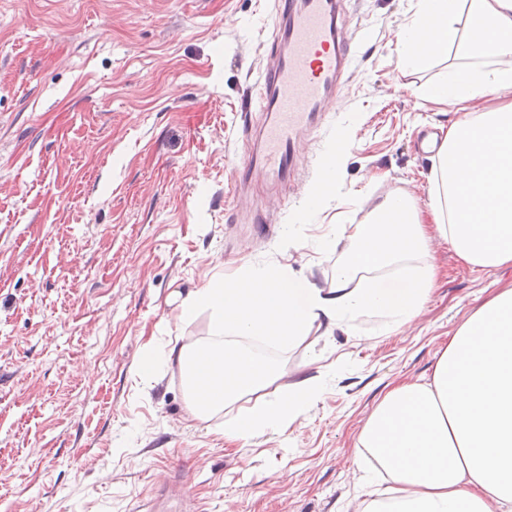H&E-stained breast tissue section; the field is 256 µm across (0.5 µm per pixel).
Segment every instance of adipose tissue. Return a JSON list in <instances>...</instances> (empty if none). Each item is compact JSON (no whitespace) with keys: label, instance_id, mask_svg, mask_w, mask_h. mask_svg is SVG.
Instances as JSON below:
<instances>
[{"label":"adipose tissue","instance_id":"1","mask_svg":"<svg viewBox=\"0 0 512 512\" xmlns=\"http://www.w3.org/2000/svg\"><path fill=\"white\" fill-rule=\"evenodd\" d=\"M415 64L455 52L446 80L416 88L417 98L458 107L436 153L426 207L396 193L364 224L322 237L319 253L348 249L329 287L297 278L287 265H245L190 291L174 318L210 312L203 342L143 357L139 371L177 367L186 411L204 423L250 398L225 422L229 440L285 433L319 395L314 378L284 382L279 364L255 351L264 338L281 352L318 330L382 317L386 332L413 320L427 303L437 271L422 262L433 237L482 269L512 265V0H419L399 36ZM492 98L494 107L473 111ZM326 157L310 197L320 207L340 188L343 147ZM356 446L389 476L361 512H512V288L477 308L450 337L431 377L393 384L361 428Z\"/></svg>","mask_w":512,"mask_h":512}]
</instances>
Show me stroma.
<instances>
[{
    "instance_id": "stroma-1",
    "label": "stroma",
    "mask_w": 512,
    "mask_h": 512,
    "mask_svg": "<svg viewBox=\"0 0 512 512\" xmlns=\"http://www.w3.org/2000/svg\"><path fill=\"white\" fill-rule=\"evenodd\" d=\"M271 0H0V512H357V435L389 386L430 377L441 347L512 266L463 263L434 240L420 315L382 335L358 318L280 354L284 381L318 398L282 434L234 443L188 419L177 371L140 374L149 348L211 333L180 324L175 294L242 265L282 262L327 287L341 251L313 239L364 223L387 195L428 201L425 128L455 110L415 90L447 62L403 65L397 33L418 0H342L354 64L319 126L302 132L288 197L236 179L271 63ZM341 188L306 200L344 127Z\"/></svg>"
}]
</instances>
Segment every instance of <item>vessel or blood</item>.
I'll return each mask as SVG.
<instances>
[{"mask_svg":"<svg viewBox=\"0 0 512 512\" xmlns=\"http://www.w3.org/2000/svg\"><path fill=\"white\" fill-rule=\"evenodd\" d=\"M273 62L254 85L261 116L241 179L255 173L287 186L299 163V133L332 111L354 54L342 35L339 0H275Z\"/></svg>","mask_w":512,"mask_h":512,"instance_id":"1","label":"vessel or blood"}]
</instances>
